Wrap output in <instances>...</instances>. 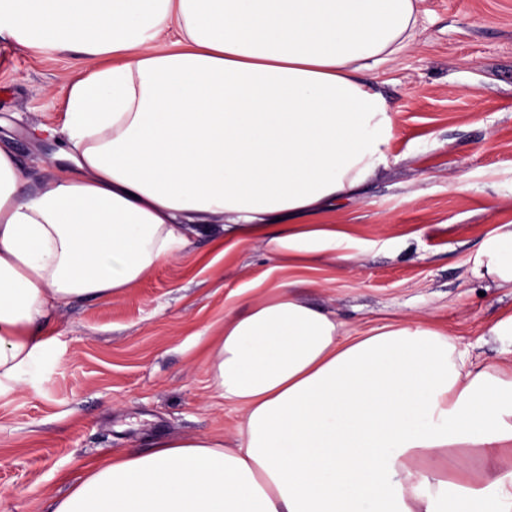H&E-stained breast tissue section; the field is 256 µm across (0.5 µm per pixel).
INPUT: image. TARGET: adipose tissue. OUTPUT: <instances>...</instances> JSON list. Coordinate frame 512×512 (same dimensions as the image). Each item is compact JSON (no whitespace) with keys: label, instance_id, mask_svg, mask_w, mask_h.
I'll return each mask as SVG.
<instances>
[{"label":"adipose tissue","instance_id":"adipose-tissue-1","mask_svg":"<svg viewBox=\"0 0 512 512\" xmlns=\"http://www.w3.org/2000/svg\"><path fill=\"white\" fill-rule=\"evenodd\" d=\"M416 0H0V33L99 68L67 88L40 182L0 145V387L35 377L64 302L109 299L198 237L284 258L335 248L311 221L388 166L397 119L368 72ZM472 278L512 289V223ZM213 381L230 438L91 465L52 512H512V361L420 323L355 329L283 292L224 318Z\"/></svg>","mask_w":512,"mask_h":512}]
</instances>
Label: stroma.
<instances>
[{
  "label": "stroma",
  "instance_id": "1",
  "mask_svg": "<svg viewBox=\"0 0 512 512\" xmlns=\"http://www.w3.org/2000/svg\"><path fill=\"white\" fill-rule=\"evenodd\" d=\"M420 33L372 72L397 112L388 167L324 216L336 246L285 259L198 238L130 292L61 305L38 376L0 391V512H50L90 464L164 439L227 435L238 420L208 348L224 317L278 289L349 326L425 319L472 357L512 290L470 277L485 234L512 222V0H418ZM93 62L0 35V142L28 175L60 143L67 87Z\"/></svg>",
  "mask_w": 512,
  "mask_h": 512
}]
</instances>
